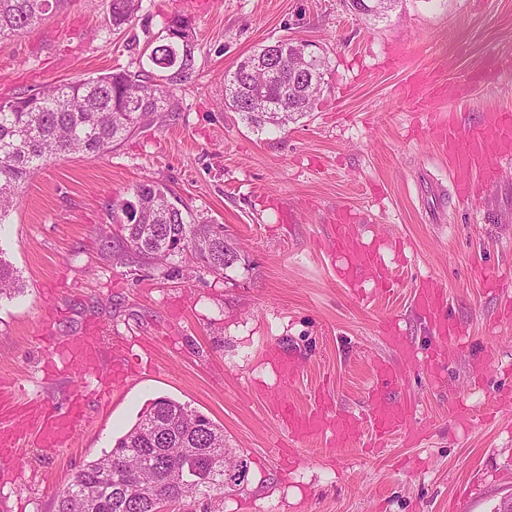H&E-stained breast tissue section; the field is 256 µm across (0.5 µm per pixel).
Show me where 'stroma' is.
<instances>
[{"label":"stroma","instance_id":"obj_1","mask_svg":"<svg viewBox=\"0 0 512 512\" xmlns=\"http://www.w3.org/2000/svg\"><path fill=\"white\" fill-rule=\"evenodd\" d=\"M348 3L143 0L133 24L114 32L105 0H62L41 23L0 38L1 98L137 69L177 15L189 17L196 44L169 111L104 156L43 166L0 226V254L23 284L0 301V384L20 385V405L61 413L83 393L93 420L53 457L24 442L19 464L0 467V512H56L55 491L162 397L222 424L227 447L247 460L248 481L223 512H493L512 497V407L484 418L495 393L512 391V160L496 184L457 200L434 134L397 94L404 70L387 61L395 48L410 66H431L463 43L467 71L489 47L512 48V0H399L384 19ZM282 38L327 53L329 71L311 112L258 133L225 107L224 73ZM498 107L512 108V78L474 89L460 121ZM147 179L223 227L240 262L221 275L188 255L115 262L126 246L112 206ZM340 210L365 236L403 243L404 253L385 254L394 296L361 276L358 289L375 297L368 307L337 281L328 240ZM423 278L445 292L465 332L436 359L437 382L382 342L394 319L412 348L431 353L434 333L411 305ZM95 327L106 335L104 368L128 358L115 337L152 350L115 393L83 386L75 369H50L55 343ZM378 357L419 406L421 445L393 439L367 453L290 443L274 400L309 408L324 395L331 410L363 412ZM282 360L293 379L281 376ZM461 406L470 427L456 423Z\"/></svg>","mask_w":512,"mask_h":512}]
</instances>
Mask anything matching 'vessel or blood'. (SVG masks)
Returning a JSON list of instances; mask_svg holds the SVG:
<instances>
[{
	"label": "vessel or blood",
	"mask_w": 512,
	"mask_h": 512,
	"mask_svg": "<svg viewBox=\"0 0 512 512\" xmlns=\"http://www.w3.org/2000/svg\"><path fill=\"white\" fill-rule=\"evenodd\" d=\"M459 54L441 55L435 68H416L409 75L402 97L414 111L426 118L448 155L452 190L457 199H469L479 183L493 182L495 162L512 158V110L492 109L481 113L476 121L460 126L457 108L472 90L473 75L457 72ZM478 72L494 78L512 75V50H491L477 67ZM384 239L365 237L350 215L337 218L331 227V251L341 259L336 268L340 280L354 284L363 273H371L383 288H390L393 272L383 255ZM412 305L432 326L440 344L459 341L461 332L449 317L447 299L432 282H420L414 289ZM99 332L75 336L59 346V353L81 366L85 376L100 379ZM374 382L365 399L364 414H326L320 407L300 408L295 403L276 402V410L285 418L290 441L321 439L343 448L351 443H365L390 437L417 444L422 435L412 425L417 411L415 401L407 397L385 396L386 388H395L399 379L389 361L377 359L372 367ZM86 415L81 395H72L66 412L47 411L34 426L31 439L45 454H53L72 445Z\"/></svg>",
	"instance_id": "b4317fda"
}]
</instances>
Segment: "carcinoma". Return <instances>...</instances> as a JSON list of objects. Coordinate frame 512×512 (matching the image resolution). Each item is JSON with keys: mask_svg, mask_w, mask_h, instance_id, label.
Wrapping results in <instances>:
<instances>
[{"mask_svg": "<svg viewBox=\"0 0 512 512\" xmlns=\"http://www.w3.org/2000/svg\"><path fill=\"white\" fill-rule=\"evenodd\" d=\"M60 0H0V37L38 23ZM112 30L133 23L141 0H106ZM186 41L166 37L154 46L152 68L119 70L78 78L0 100V224L19 192L46 162L73 154L100 157L156 112L166 111L176 87L195 68V45L187 22L174 19ZM297 43L279 39L255 48L224 73V105L255 130L283 128L302 112L289 94L308 90L320 95L328 58L313 64L312 82H293L283 56L296 54ZM137 209H112L126 247L142 259L164 263L191 252L202 268L224 271L239 260L224 229L198 224L183 204L155 181L133 188ZM23 290L12 265L0 256V300ZM240 466L231 476L224 469ZM245 459L224 445V428L170 398L153 401L112 450L84 465L55 491L56 512H163L190 498L203 512L247 480Z\"/></svg>", "mask_w": 512, "mask_h": 512, "instance_id": "obj_1", "label": "carcinoma"}]
</instances>
